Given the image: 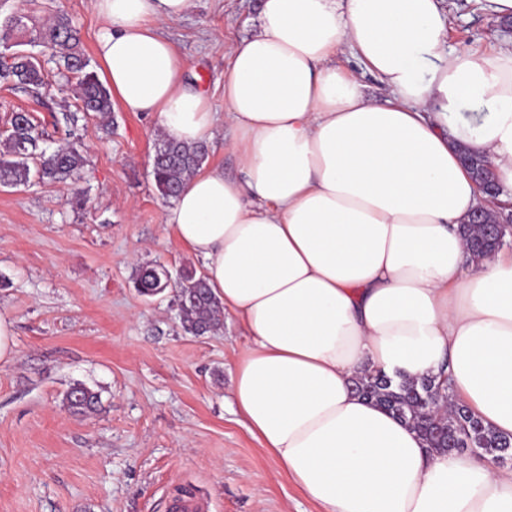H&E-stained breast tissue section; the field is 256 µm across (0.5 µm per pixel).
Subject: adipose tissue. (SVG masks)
I'll return each mask as SVG.
<instances>
[{
	"label": "adipose tissue",
	"instance_id": "1",
	"mask_svg": "<svg viewBox=\"0 0 512 512\" xmlns=\"http://www.w3.org/2000/svg\"><path fill=\"white\" fill-rule=\"evenodd\" d=\"M444 0H262L224 69V112L158 23L191 0H96L113 97L168 137L211 142L240 177L200 169L168 210L248 340L233 387L247 431L322 512H512V468L435 452L361 396L357 377L446 375L451 400L512 435V251L471 261L485 197L458 158L512 190V43L448 49ZM351 55L388 91L337 66ZM478 103L477 128L449 114Z\"/></svg>",
	"mask_w": 512,
	"mask_h": 512
}]
</instances>
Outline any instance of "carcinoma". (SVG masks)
Instances as JSON below:
<instances>
[{
	"mask_svg": "<svg viewBox=\"0 0 512 512\" xmlns=\"http://www.w3.org/2000/svg\"><path fill=\"white\" fill-rule=\"evenodd\" d=\"M30 15L17 12L0 24V46L9 53L0 54V82L33 98L39 97L46 80L39 59L31 52L20 50L24 45L41 46L51 51L60 74L66 79H77L80 104L77 111L70 105H61L62 119L68 135H73L80 117L94 114L112 115L110 91L93 70L90 60L80 49V33L72 20L60 14L45 28L28 26ZM11 129L0 143V187L18 188L40 182L66 184L75 180L84 164L82 143L75 138L66 145L48 153L39 149L45 131L40 128L34 113L14 112ZM208 158L206 144H186L167 138L155 150L153 177L160 195L174 198L187 180L199 170ZM463 232L468 249L477 256L490 253L496 238L489 235L484 224H465ZM134 288L145 297H153L166 289L174 290L179 311L180 326L184 333L202 336L223 326L224 307L206 277L192 269H184L177 278L168 275L162 264L139 267L133 278ZM356 389L365 398L384 407L396 418L413 425L428 442V448L443 452H471L498 455L512 448V437L485 426L467 406L454 402L446 411L436 401L443 398V384L433 378L421 382H394L381 372L365 375L356 380ZM67 411L80 416L93 413L101 406L100 394L83 383L69 387L63 397Z\"/></svg>",
	"mask_w": 512,
	"mask_h": 512,
	"instance_id": "carcinoma-1",
	"label": "carcinoma"
}]
</instances>
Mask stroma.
<instances>
[{"label": "stroma", "mask_w": 512, "mask_h": 512, "mask_svg": "<svg viewBox=\"0 0 512 512\" xmlns=\"http://www.w3.org/2000/svg\"><path fill=\"white\" fill-rule=\"evenodd\" d=\"M448 43L486 50L512 41L488 0H445ZM25 11L43 22L64 11L80 30L92 70L100 26L95 0H0V19ZM259 0H191L159 31L186 62L188 79L224 110L232 44L255 26ZM40 100L0 85V141L10 113L33 111L53 150V123L73 82L45 62ZM77 136L86 164L76 182L0 188V316L12 321L15 353L0 362V512H167L181 485L205 493L210 512H321L281 473L242 424L235 367L247 339L233 316L221 331L185 334L173 291L140 296L138 266L203 271L165 223L152 160L162 139L153 112L115 107ZM81 382L101 411L71 415L62 398Z\"/></svg>", "instance_id": "1"}]
</instances>
